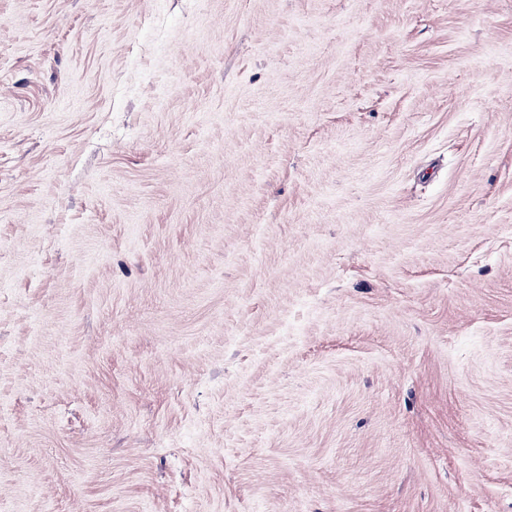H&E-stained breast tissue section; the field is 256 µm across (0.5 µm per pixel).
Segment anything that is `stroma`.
I'll return each instance as SVG.
<instances>
[{
	"mask_svg": "<svg viewBox=\"0 0 512 512\" xmlns=\"http://www.w3.org/2000/svg\"><path fill=\"white\" fill-rule=\"evenodd\" d=\"M0 512H512V0H0Z\"/></svg>",
	"mask_w": 512,
	"mask_h": 512,
	"instance_id": "obj_1",
	"label": "stroma"
}]
</instances>
